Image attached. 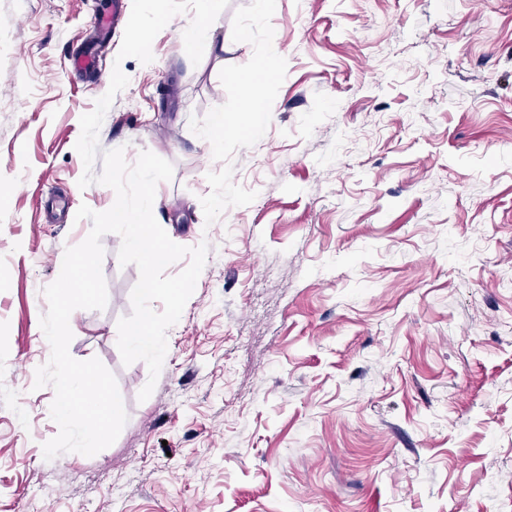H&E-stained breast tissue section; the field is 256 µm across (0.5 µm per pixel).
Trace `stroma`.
<instances>
[{
	"label": "stroma",
	"mask_w": 512,
	"mask_h": 512,
	"mask_svg": "<svg viewBox=\"0 0 512 512\" xmlns=\"http://www.w3.org/2000/svg\"><path fill=\"white\" fill-rule=\"evenodd\" d=\"M191 19L149 64L118 59L117 24L90 79L71 56L92 0H0V512H512V0H229L196 65ZM116 66L99 148L170 161L154 217L208 254L142 402L147 366L117 348L140 273L103 236L108 302L69 351L128 419L49 461L42 290L91 230L79 207L116 199L79 188L75 149Z\"/></svg>",
	"instance_id": "1"
}]
</instances>
